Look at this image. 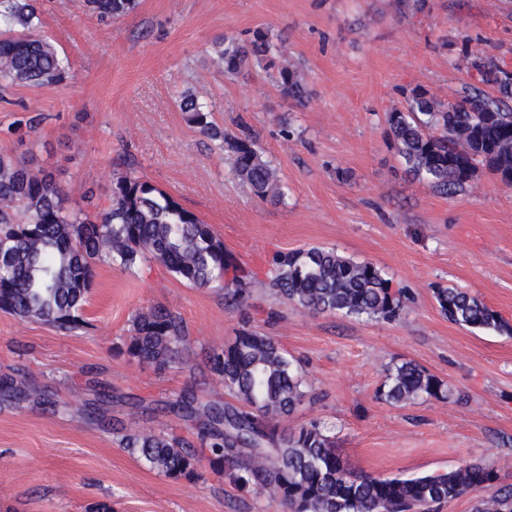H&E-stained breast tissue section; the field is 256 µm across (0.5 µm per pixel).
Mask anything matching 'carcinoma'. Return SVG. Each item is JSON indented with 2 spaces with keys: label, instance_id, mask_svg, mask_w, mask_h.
<instances>
[{
  "label": "carcinoma",
  "instance_id": "cac0c4a2",
  "mask_svg": "<svg viewBox=\"0 0 512 512\" xmlns=\"http://www.w3.org/2000/svg\"><path fill=\"white\" fill-rule=\"evenodd\" d=\"M101 19L124 16L137 0H84ZM36 0H0V87L41 88L64 82L68 65L41 33ZM226 74L240 71L251 56L278 61V87L302 105L309 96L301 70L269 35L258 30L244 41L213 42ZM462 64L480 74L457 98L442 103L420 88L402 91V105L387 113L386 133L407 175L436 194L453 196L472 187L478 173L512 185V71L493 58L465 53ZM186 121L218 143L230 158V173L260 200L286 198L277 169L256 137L225 130L209 118L191 90L179 97ZM109 204L92 216L67 206V194L50 172L33 170L0 154V310L37 319L57 329H85L84 305L93 287V263L102 260L133 270L153 260L196 288L227 286L236 305L247 302L242 271L224 253L209 225L170 194L136 175L125 158L115 162ZM275 294L305 310L355 319H396L404 295L372 262L316 245L277 258L270 280ZM435 301L462 327L512 331L498 314L462 288L438 287ZM125 353L158 371L183 365L191 337L182 318L167 307L137 313ZM212 371L237 404L222 407L187 389L169 410L199 422L197 440L210 465L227 473L241 490L269 494L283 512H433V506L477 494L473 512H512V486L480 462L449 472L413 477H375L348 467L334 437L311 421L281 432L277 421L317 395L278 343L244 328L210 357ZM392 404L446 400L447 384L412 361L388 369L377 391ZM0 399L58 410L59 404L22 380L0 379ZM124 447L165 477L193 480L196 450L181 437L143 429L123 436Z\"/></svg>",
  "mask_w": 512,
  "mask_h": 512
}]
</instances>
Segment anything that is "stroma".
<instances>
[{
	"label": "stroma",
	"mask_w": 512,
	"mask_h": 512,
	"mask_svg": "<svg viewBox=\"0 0 512 512\" xmlns=\"http://www.w3.org/2000/svg\"><path fill=\"white\" fill-rule=\"evenodd\" d=\"M38 3L69 76L0 99V153L52 172L69 206L91 212L108 205L113 159L128 156L256 277L237 307L224 288L191 287L153 262L132 271L101 262L84 307L88 329L65 333L0 311V377L71 404L52 413L0 401V512H96L102 503L112 512H276L208 463L195 480H173L120 443L150 428L194 440L165 405L190 384L207 400L231 402L207 357L245 325L272 336L321 395L282 428L324 422L349 466L374 476L479 461L512 485V334L449 322L433 294L466 289L512 324V186L483 174L466 194L439 196L405 173L386 134L402 90L448 102L477 82L476 70L458 63L463 52H487L512 70V0H426L401 11L393 0H138L134 12L104 21L83 0ZM258 30L301 65L305 106L281 93L267 61L233 76L215 64L214 40ZM188 89L218 125L257 137L280 171L284 203L261 201L233 179L229 158L179 110ZM33 113L45 122L18 137L15 127ZM314 245L384 268L411 297L400 318L312 313L277 298L269 260ZM153 306L182 317L194 341L184 368L159 372L122 353L132 317ZM406 360L447 383L450 399H378L387 369ZM99 386L112 398L87 416L82 405Z\"/></svg>",
	"instance_id": "1"
}]
</instances>
